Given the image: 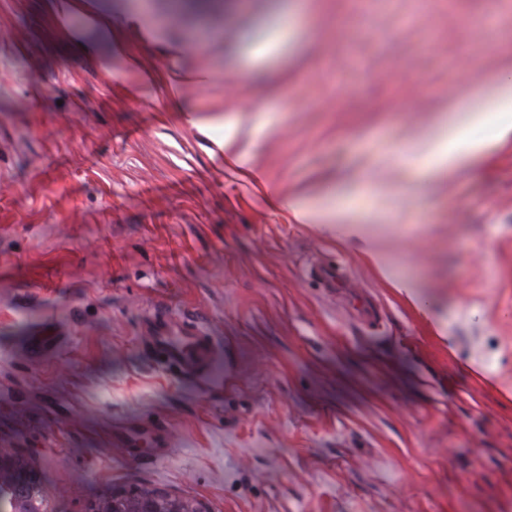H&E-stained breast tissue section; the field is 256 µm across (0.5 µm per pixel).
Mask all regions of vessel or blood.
Segmentation results:
<instances>
[{
	"label": "vessel or blood",
	"instance_id": "vessel-or-blood-1",
	"mask_svg": "<svg viewBox=\"0 0 512 512\" xmlns=\"http://www.w3.org/2000/svg\"><path fill=\"white\" fill-rule=\"evenodd\" d=\"M147 346L188 375H203L214 365L218 348L213 337L199 326L163 315H151L143 323Z\"/></svg>",
	"mask_w": 512,
	"mask_h": 512
}]
</instances>
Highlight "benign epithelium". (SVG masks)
<instances>
[{"label": "benign epithelium", "mask_w": 512, "mask_h": 512, "mask_svg": "<svg viewBox=\"0 0 512 512\" xmlns=\"http://www.w3.org/2000/svg\"><path fill=\"white\" fill-rule=\"evenodd\" d=\"M45 495L31 462L18 448H0V512H48ZM90 512H207L168 492L148 487L135 494L112 490Z\"/></svg>", "instance_id": "7a95c632"}]
</instances>
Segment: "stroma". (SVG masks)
Wrapping results in <instances>:
<instances>
[{
    "instance_id": "35a3bbf8",
    "label": "stroma",
    "mask_w": 512,
    "mask_h": 512,
    "mask_svg": "<svg viewBox=\"0 0 512 512\" xmlns=\"http://www.w3.org/2000/svg\"><path fill=\"white\" fill-rule=\"evenodd\" d=\"M44 2L0 0V448L49 512L136 486L207 512H512V138L449 176L419 149L479 103L462 62L512 83V0H224L204 22L81 0L72 27L112 15L93 54ZM131 55L195 79L130 97ZM231 136L263 185L225 167ZM301 196L361 206L415 298L296 223ZM155 311L213 336L208 376L147 347ZM132 426L163 428L165 459L114 447Z\"/></svg>"
}]
</instances>
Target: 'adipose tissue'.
I'll return each mask as SVG.
<instances>
[{
	"instance_id": "1",
	"label": "adipose tissue",
	"mask_w": 512,
	"mask_h": 512,
	"mask_svg": "<svg viewBox=\"0 0 512 512\" xmlns=\"http://www.w3.org/2000/svg\"><path fill=\"white\" fill-rule=\"evenodd\" d=\"M512 110V87L504 89L498 97L486 100L477 109L471 110L467 120L449 128L442 138L435 142L430 151L433 165L437 171L450 173L468 166L483 156L488 143L475 137L476 129L489 126L496 138L512 136V120L507 113ZM294 220L300 224L318 225L327 233L346 228L348 237L362 240L366 234L361 225L354 223L350 209L327 207L322 203L302 199L291 207Z\"/></svg>"
}]
</instances>
